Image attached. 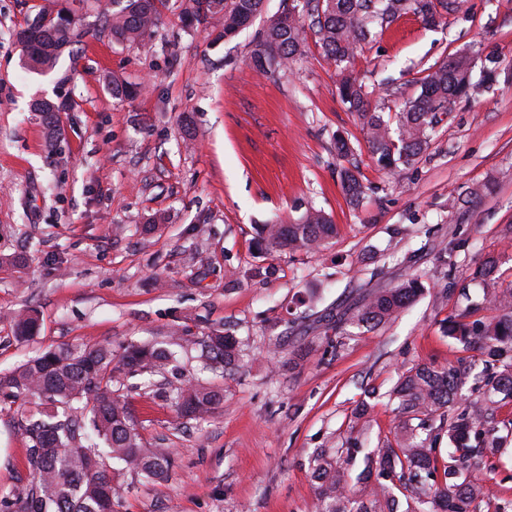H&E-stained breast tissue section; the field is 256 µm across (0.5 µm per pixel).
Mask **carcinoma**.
<instances>
[{
  "label": "carcinoma",
  "mask_w": 512,
  "mask_h": 512,
  "mask_svg": "<svg viewBox=\"0 0 512 512\" xmlns=\"http://www.w3.org/2000/svg\"><path fill=\"white\" fill-rule=\"evenodd\" d=\"M197 23L222 20L221 38H232L261 16L263 0H188ZM164 0H111L103 7L90 4L103 18V27L118 42L140 43L154 34ZM419 13L418 0H304L302 10L266 22L254 63L263 73L288 67L305 52L303 15L311 17L316 44L338 63L348 62L375 27L383 28L399 16ZM77 23L50 20L37 31L18 33L22 65L30 70L52 71L65 49L80 41ZM479 88L472 82L471 60L454 55L428 68L419 94L404 101L391 129L372 106L365 85L344 78L339 93L362 129L372 157L383 169L401 173L425 151L436 134L439 110L448 98ZM49 98L33 100L34 111L44 115L50 143L58 129ZM341 183L351 203L364 194L355 171L341 172ZM336 225L320 209L310 208L294 224H259L254 238L263 253L294 254L318 249L334 237ZM495 265L486 260L472 272L482 285L478 300L461 292L466 302L457 317L448 320L446 332L468 350L483 356V371L474 396L462 398L468 377L463 365L419 364L403 372L391 391L399 424L394 438L378 442L366 454L364 468L351 476L349 459L336 457L329 448L316 452L311 478L315 483L318 512H398L394 488L407 495L404 512H506L492 485L478 474L501 451L502 437L492 426V405L512 400V288L494 286ZM424 285L415 274L391 288H377L353 306L336 313V328L352 322L377 329L416 300ZM495 311L488 321H464L484 307ZM16 336L29 338L40 328L30 311L14 318ZM196 353L202 370L222 374L241 362L239 341L233 334L213 330L190 338L177 332L161 341L123 346L67 345L42 352L16 368L0 373V390L35 400L48 408L31 416L22 426L28 440L26 460L31 481L24 497L0 502V512H113L123 496L109 469L116 466L147 480L167 476L172 457L165 448L147 446L129 404L120 394L124 378L148 374L163 376L160 395L169 401L178 418L202 419L224 401V390L184 372L178 354ZM448 437L454 451L443 459L438 445ZM366 483L369 490L349 494L351 481Z\"/></svg>",
  "instance_id": "obj_1"
}]
</instances>
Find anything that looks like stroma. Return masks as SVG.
<instances>
[{"mask_svg":"<svg viewBox=\"0 0 512 512\" xmlns=\"http://www.w3.org/2000/svg\"><path fill=\"white\" fill-rule=\"evenodd\" d=\"M45 0H0V372L65 345L137 343L180 330L226 329L243 362L225 375L224 401L205 420L180 422L165 398L131 378L122 389L150 447L173 452L168 479L119 475L115 512H317L309 457L354 448L352 472L398 424L388 393L423 363L478 350L446 335L459 289L486 258L512 287V0H454L436 25L405 14L375 31L351 63L385 114L416 95L429 67L455 54L500 76L455 99L429 148L400 175L373 160L339 96V67L315 41L288 71L260 73L252 55L266 19L291 0H264V16L229 40L189 23L167 0L144 43L99 33L77 10L78 57L54 71L20 66L16 31ZM142 85L121 101L113 78ZM65 96L57 146L34 99ZM350 151L336 153L337 137ZM358 168L365 197L351 205L339 173ZM330 215L335 239L310 253L255 249L258 224H291L308 208ZM421 274L426 290L371 330L326 318L370 288ZM447 298H440V291ZM33 310L39 333L15 336ZM285 335L284 352L268 353ZM370 399L368 428L354 422ZM35 404L0 391V500L29 483L20 426Z\"/></svg>","mask_w":512,"mask_h":512,"instance_id":"obj_1","label":"stroma"}]
</instances>
